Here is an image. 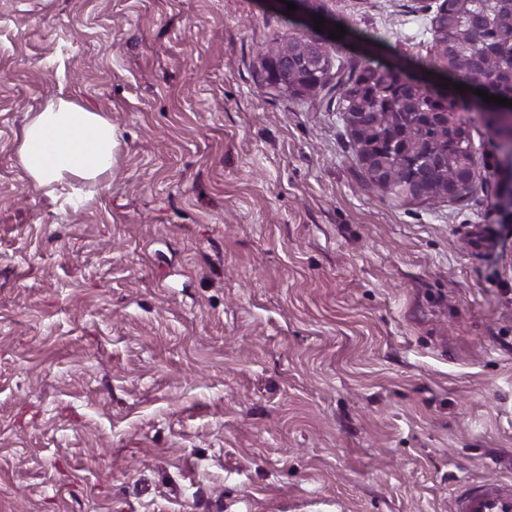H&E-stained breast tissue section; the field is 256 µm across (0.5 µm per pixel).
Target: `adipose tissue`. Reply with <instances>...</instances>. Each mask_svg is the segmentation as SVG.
<instances>
[{
	"instance_id": "obj_1",
	"label": "adipose tissue",
	"mask_w": 512,
	"mask_h": 512,
	"mask_svg": "<svg viewBox=\"0 0 512 512\" xmlns=\"http://www.w3.org/2000/svg\"><path fill=\"white\" fill-rule=\"evenodd\" d=\"M116 147L108 117L57 96L28 115L18 158L34 186L72 204L109 188Z\"/></svg>"
}]
</instances>
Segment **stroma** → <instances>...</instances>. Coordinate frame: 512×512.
<instances>
[{
	"mask_svg": "<svg viewBox=\"0 0 512 512\" xmlns=\"http://www.w3.org/2000/svg\"><path fill=\"white\" fill-rule=\"evenodd\" d=\"M441 0H318L339 61L416 65ZM266 0H0V512H453L512 481V161L368 186L288 98ZM109 116L112 187L28 181V113Z\"/></svg>",
	"mask_w": 512,
	"mask_h": 512,
	"instance_id": "obj_1",
	"label": "stroma"
}]
</instances>
